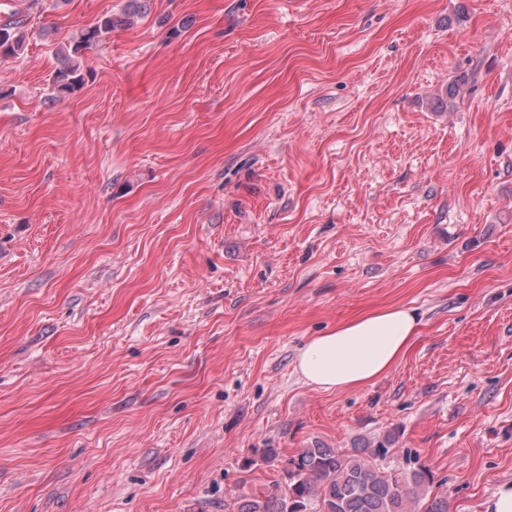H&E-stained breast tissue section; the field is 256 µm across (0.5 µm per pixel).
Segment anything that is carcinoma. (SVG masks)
I'll return each instance as SVG.
<instances>
[{
  "label": "carcinoma",
  "instance_id": "carcinoma-1",
  "mask_svg": "<svg viewBox=\"0 0 512 512\" xmlns=\"http://www.w3.org/2000/svg\"><path fill=\"white\" fill-rule=\"evenodd\" d=\"M123 20L110 16L80 30L58 50L51 73V99L81 90L86 82L84 53L103 42ZM24 20L10 15L0 22V60L26 49ZM387 435L349 452L313 444L285 460L281 480L266 492L239 502L237 512H448V492L433 491L425 468L406 471L386 465L397 452Z\"/></svg>",
  "mask_w": 512,
  "mask_h": 512
}]
</instances>
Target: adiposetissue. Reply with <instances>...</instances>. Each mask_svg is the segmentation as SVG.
I'll return each instance as SVG.
<instances>
[{
	"mask_svg": "<svg viewBox=\"0 0 512 512\" xmlns=\"http://www.w3.org/2000/svg\"><path fill=\"white\" fill-rule=\"evenodd\" d=\"M418 326L419 316L409 307L361 316L313 337L298 352L295 371L307 385L321 391L370 384L403 359Z\"/></svg>",
	"mask_w": 512,
	"mask_h": 512,
	"instance_id": "1",
	"label": "adipose tissue"
}]
</instances>
